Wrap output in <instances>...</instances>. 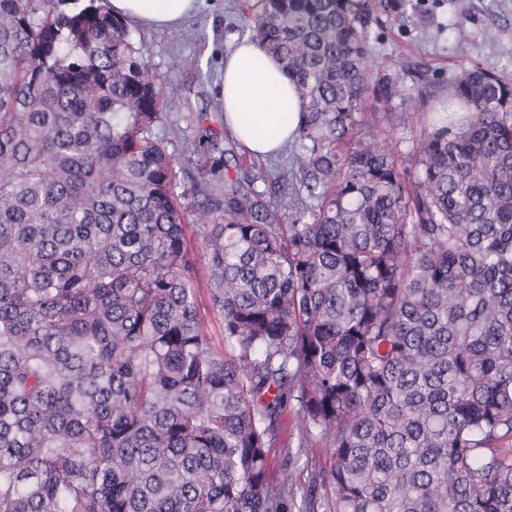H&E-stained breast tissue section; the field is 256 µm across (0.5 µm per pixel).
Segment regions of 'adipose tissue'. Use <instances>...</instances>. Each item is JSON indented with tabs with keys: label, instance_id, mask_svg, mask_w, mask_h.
<instances>
[{
	"label": "adipose tissue",
	"instance_id": "obj_1",
	"mask_svg": "<svg viewBox=\"0 0 512 512\" xmlns=\"http://www.w3.org/2000/svg\"><path fill=\"white\" fill-rule=\"evenodd\" d=\"M114 16L165 30L197 11V0H109ZM224 128L258 157L279 153L296 133L302 105L293 82L274 58L244 40L224 57Z\"/></svg>",
	"mask_w": 512,
	"mask_h": 512
}]
</instances>
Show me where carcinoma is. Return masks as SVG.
Segmentation results:
<instances>
[{
    "label": "carcinoma",
    "mask_w": 512,
    "mask_h": 512,
    "mask_svg": "<svg viewBox=\"0 0 512 512\" xmlns=\"http://www.w3.org/2000/svg\"><path fill=\"white\" fill-rule=\"evenodd\" d=\"M60 2L0 0V512H512V80L429 78L467 119L403 168L361 106L405 95L368 25L414 0H244L303 107L288 191L213 154L182 190L177 89ZM297 432L294 426L292 411H285L282 415L281 432L275 448H289L293 453L300 452Z\"/></svg>",
    "instance_id": "obj_1"
}]
</instances>
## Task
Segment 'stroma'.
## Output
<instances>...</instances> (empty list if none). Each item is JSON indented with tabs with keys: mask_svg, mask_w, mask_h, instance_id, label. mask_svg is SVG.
<instances>
[{
	"mask_svg": "<svg viewBox=\"0 0 512 512\" xmlns=\"http://www.w3.org/2000/svg\"><path fill=\"white\" fill-rule=\"evenodd\" d=\"M238 0H199L197 12L180 26L154 31L134 27V42L162 81L179 87L167 100L164 121L156 128L177 164L196 175L198 158L185 147L204 135H214L219 148L244 154V147L224 129L220 89L224 55L241 38ZM465 25L466 41L456 39ZM377 61L404 54L409 67L402 74L404 98L384 104L367 100L366 128L378 139L406 155L420 138L421 124L445 111L447 99L436 87L419 79L420 71L451 77L475 66L512 77V0H424L420 16L387 27H370ZM194 59V66L173 70L172 56Z\"/></svg>",
	"mask_w": 512,
	"mask_h": 512,
	"instance_id": "obj_1",
	"label": "stroma"
}]
</instances>
